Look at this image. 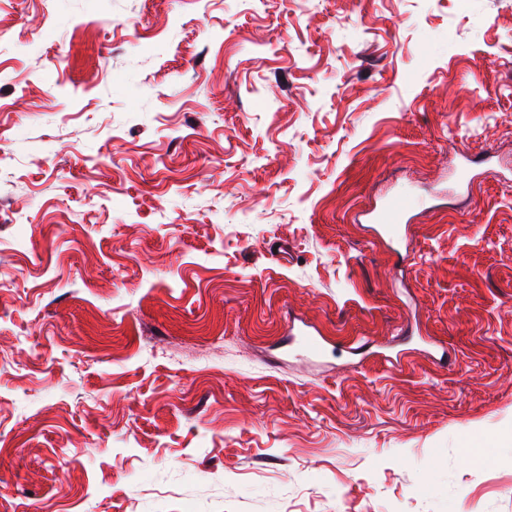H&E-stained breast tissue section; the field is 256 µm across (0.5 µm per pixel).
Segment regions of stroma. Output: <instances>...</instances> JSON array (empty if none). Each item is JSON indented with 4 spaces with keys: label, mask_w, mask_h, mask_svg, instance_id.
I'll list each match as a JSON object with an SVG mask.
<instances>
[{
    "label": "stroma",
    "mask_w": 512,
    "mask_h": 512,
    "mask_svg": "<svg viewBox=\"0 0 512 512\" xmlns=\"http://www.w3.org/2000/svg\"><path fill=\"white\" fill-rule=\"evenodd\" d=\"M0 512H512V0H0ZM408 208V201L405 195H397L390 198L380 210L377 219L384 224L388 233H396L398 224Z\"/></svg>",
    "instance_id": "35a3bbf8"
}]
</instances>
